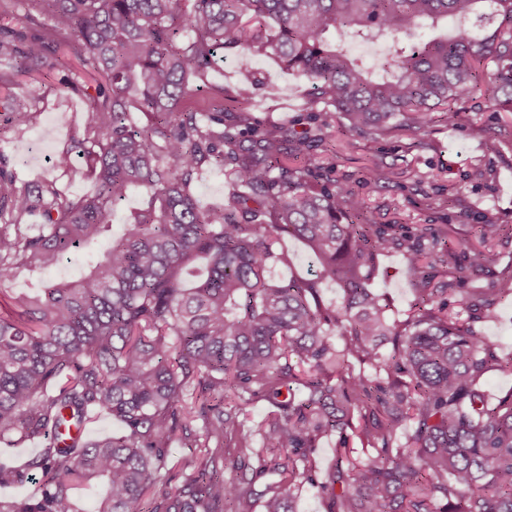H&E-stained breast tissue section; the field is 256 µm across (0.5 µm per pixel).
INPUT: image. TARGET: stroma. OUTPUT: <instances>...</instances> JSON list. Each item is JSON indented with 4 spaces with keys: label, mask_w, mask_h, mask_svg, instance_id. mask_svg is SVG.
Wrapping results in <instances>:
<instances>
[{
    "label": "stroma",
    "mask_w": 512,
    "mask_h": 512,
    "mask_svg": "<svg viewBox=\"0 0 512 512\" xmlns=\"http://www.w3.org/2000/svg\"><path fill=\"white\" fill-rule=\"evenodd\" d=\"M57 68L40 72L34 84L42 94V111L35 125L19 130L0 118V166L17 182L48 178L69 195L90 194L92 184L85 176V161L74 157L68 170L54 166V155L66 147L71 131L85 119L78 97L59 92L62 81L77 72V62L59 53ZM256 80L249 110L258 127L285 123L297 132L315 128L309 118L306 80L281 69L276 59L225 52L209 75L211 83L232 88L241 72ZM491 85L463 96L456 104L455 123L442 120L432 111L420 139L393 129L377 140L347 130L339 116H332L325 138L311 152L317 158L333 154L336 181L365 201L364 219L369 224H400L409 231L432 226L447 231L461 246L474 245L470 227L479 216L512 226V112L496 106ZM379 167L380 179L368 176ZM488 259L483 267L466 271L462 291L451 293L452 311L476 288H488L505 271H512V234H502L483 246ZM281 261L271 265L268 275L276 282L308 278L318 265L300 240L286 236L277 244ZM393 319L404 318L413 298L412 273L402 255L383 257L372 281ZM337 436L320 440L313 453L314 479L296 485L293 495L297 512H328L319 485L335 461Z\"/></svg>",
    "instance_id": "stroma-1"
}]
</instances>
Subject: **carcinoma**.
<instances>
[{
  "mask_svg": "<svg viewBox=\"0 0 512 512\" xmlns=\"http://www.w3.org/2000/svg\"><path fill=\"white\" fill-rule=\"evenodd\" d=\"M479 2L0 0V111L31 125L37 90L21 102L19 76L65 48L91 81L73 76L63 91L81 96L89 117L54 165L82 156L93 185L69 197L0 168V447L40 443L28 459L0 460V489L38 485L35 496H0V512H86L89 490L95 512H224L226 502L295 512L313 448L336 432L344 452L321 485L330 512H512V393L491 402L479 386L493 364L511 371L512 357L471 327L512 298V276L465 303L466 317L449 311V289L433 285L424 258L437 251L455 264L453 243L431 227L361 223L362 202L295 129L255 128L248 110L225 111L224 88L207 80L226 50L271 54L348 129L417 138L431 110L457 121L455 102L481 85L487 60L512 102V0H489V14ZM450 19L451 34L415 37ZM385 35L379 77L343 51ZM253 85L243 75L233 98L248 100ZM204 169L231 185L224 206L198 205ZM134 189L148 203L116 235L112 217ZM36 211L43 223L31 233ZM285 235L304 242L319 277L267 279ZM390 252L417 282L403 320L370 289ZM199 257L205 274L188 287L183 274ZM64 259L80 263L77 277L29 294L4 288L20 267ZM325 280L341 289L333 308L320 303ZM257 401L271 407L260 448L240 420ZM99 415L120 431L88 440ZM348 429L375 451L368 462L350 456ZM188 439L181 485L151 493L172 443ZM271 472L276 488L258 490Z\"/></svg>",
  "mask_w": 512,
  "mask_h": 512,
  "instance_id": "carcinoma-1",
  "label": "carcinoma"
}]
</instances>
